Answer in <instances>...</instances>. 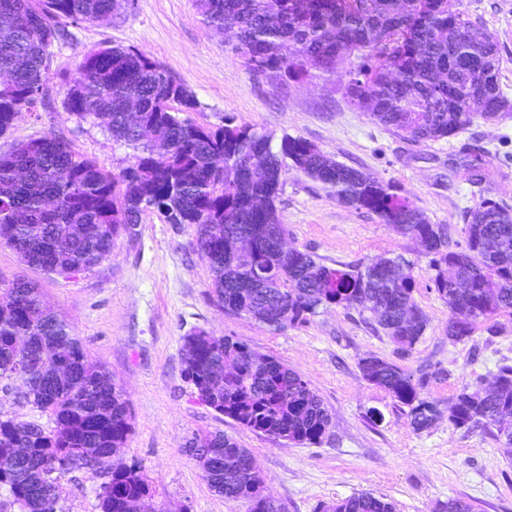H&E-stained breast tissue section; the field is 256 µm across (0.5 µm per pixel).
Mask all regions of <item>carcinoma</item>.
Instances as JSON below:
<instances>
[{"label": "carcinoma", "instance_id": "1", "mask_svg": "<svg viewBox=\"0 0 512 512\" xmlns=\"http://www.w3.org/2000/svg\"><path fill=\"white\" fill-rule=\"evenodd\" d=\"M116 0H0V136L22 107L35 111L50 79L51 48L71 39L67 23L107 19ZM203 18L235 32L250 72L301 77L315 70L348 80L353 106L416 142L457 134L479 113L491 121L512 108L500 84L499 55L481 27L455 0H196ZM64 105L81 120L102 121L132 149L114 174L44 135L0 154V245L28 265L68 276L96 267L117 236L155 213L168 224L195 227L206 251L211 295L230 315L274 329L305 323L328 305L369 312L407 353L427 327L412 301L414 277L397 258L330 268L307 251L279 252L285 234L277 202L287 164L336 199L375 213L412 239L435 270L433 284L448 303V339L470 337L477 322L512 311V211L486 200L471 214L465 247L448 249V226L432 224L378 177L341 165L311 142L273 136L226 122L197 124L195 95L131 48L107 46L83 55L74 76H60ZM135 110L154 128L144 139L127 123ZM268 270L263 281L254 265ZM184 379L198 401L240 426L291 444L318 442L332 417L309 382L272 355L232 336L194 332L183 339ZM68 369V380L58 377ZM363 377L408 408L415 430L431 426L437 404L420 395V381L396 363L370 355ZM497 386H465L448 410L459 429L493 427L512 446V365ZM33 383L19 402L49 413L53 427L0 419V488L21 512H56L60 481L81 469L107 478L101 512H136L150 496L143 473L112 463L131 433L122 390L105 370L85 363L79 339L47 305L34 283L19 280L0 292V382ZM188 452L206 459L204 477L227 500L250 512H278L264 495L252 452L222 433L197 435ZM237 458L224 468V456ZM323 512H396L393 501L362 492ZM438 512H475L465 499Z\"/></svg>", "mask_w": 512, "mask_h": 512}]
</instances>
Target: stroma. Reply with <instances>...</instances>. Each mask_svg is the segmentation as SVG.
Segmentation results:
<instances>
[{
  "label": "stroma",
  "instance_id": "obj_1",
  "mask_svg": "<svg viewBox=\"0 0 512 512\" xmlns=\"http://www.w3.org/2000/svg\"><path fill=\"white\" fill-rule=\"evenodd\" d=\"M459 8L497 42L500 83L512 98V0H460ZM71 32L72 41L52 48L43 104L0 136V153L50 134L105 171L118 172L128 148L100 122L80 121L66 110L58 76L74 73L84 52L122 46L192 91L198 124L216 128L230 119L277 139H306L336 162L391 184L430 223L447 225L450 249L464 247L470 213L483 200L512 210V111L493 121L474 117L445 139H403L349 104L344 70L299 79L250 73L234 39L207 24L194 0L121 2L108 21L75 25ZM278 210L289 243L327 266L396 256L411 263L412 299L427 320L411 352L400 353L376 330L370 313L340 306L280 330L225 314L209 298L211 273L193 228L154 214L143 217L135 235L118 236L99 266L68 278L28 266L0 245V290L21 278L38 282L89 364L121 387L132 431L115 461L147 477L145 512H249L248 503L214 492L199 462L185 453L189 438L209 432L251 450L266 493L288 512H320L321 505L368 491L392 500L396 512H435L451 498L470 500L477 512H512V447L484 428H455L447 415L462 387L489 385L499 364H512V316L478 323L468 339L450 341L448 305L413 240L376 214L341 204L293 168L283 177ZM201 329L273 355L309 380L333 417L321 442L269 438L199 404L183 379L182 344ZM370 355L416 375L428 373L421 395L440 411L430 428L413 430L405 408L363 378L359 362ZM103 481L84 469L66 475L57 512H100Z\"/></svg>",
  "mask_w": 512,
  "mask_h": 512
}]
</instances>
